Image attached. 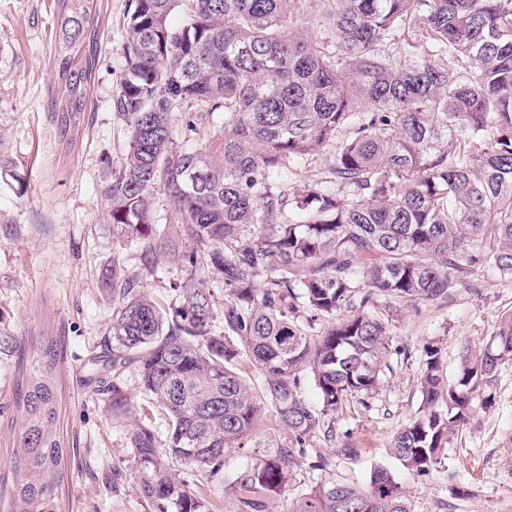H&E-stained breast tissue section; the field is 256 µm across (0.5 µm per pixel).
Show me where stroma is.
<instances>
[{
  "mask_svg": "<svg viewBox=\"0 0 512 512\" xmlns=\"http://www.w3.org/2000/svg\"><path fill=\"white\" fill-rule=\"evenodd\" d=\"M130 2L94 0L96 66L81 119L65 129L52 112L62 96L52 67L57 0H0V512L8 508L10 457L22 420L18 382L44 336L58 344V425L70 446L63 512H151L135 490L130 434L136 424L160 430L164 422L144 401L134 373L110 376L101 391L90 381V359L102 352L112 315L101 273L113 255L140 272L149 295L163 302L172 299L179 273L167 262L142 271L99 194L127 145L112 94L124 66ZM508 311L512 280L488 275L453 303L400 305L393 345L414 353L438 346L452 378L459 342L489 340ZM418 373L417 361L395 363L364 404L337 419L335 441L311 438L329 466L299 469L274 512H288L295 495L332 478L368 486L377 467L393 473L413 512H512V364L500 368L490 400L476 399L443 464L425 476L409 473L389 453L396 431L419 411ZM346 441L358 455L341 454Z\"/></svg>",
  "mask_w": 512,
  "mask_h": 512,
  "instance_id": "obj_1",
  "label": "stroma"
}]
</instances>
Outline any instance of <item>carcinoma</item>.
I'll return each mask as SVG.
<instances>
[{
    "label": "carcinoma",
    "instance_id": "obj_1",
    "mask_svg": "<svg viewBox=\"0 0 512 512\" xmlns=\"http://www.w3.org/2000/svg\"><path fill=\"white\" fill-rule=\"evenodd\" d=\"M58 2L65 126L84 111L96 26L92 0ZM125 38L112 111L128 143L100 197L145 267L169 245L158 193L189 249L172 251L181 275L165 304L112 257L107 353L91 362L134 367L165 418L164 435L140 424L130 436L151 512H211L226 457L249 449L230 483L236 512H270L309 439L335 440L336 418L376 391L392 357L412 360L393 347L391 304L447 302L479 272L512 279V0H132ZM316 164L327 177L291 190ZM420 359L422 415L390 447L418 476L512 362V312L487 343L462 346L454 379L439 348ZM243 362L263 373L262 393ZM58 364L42 337L17 394L11 512H61ZM268 403L282 443L254 440ZM289 512L413 510L379 467L369 487L329 479Z\"/></svg>",
    "mask_w": 512,
    "mask_h": 512
}]
</instances>
